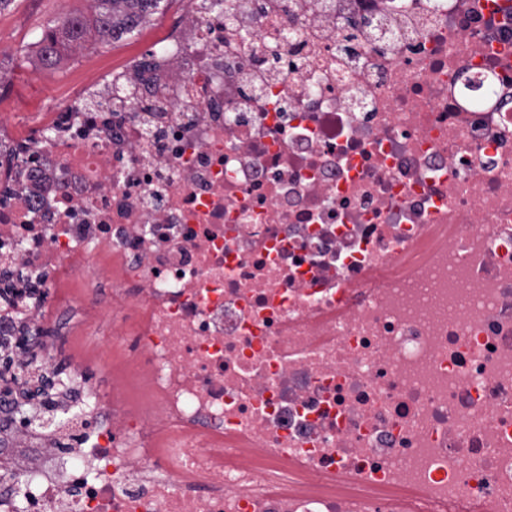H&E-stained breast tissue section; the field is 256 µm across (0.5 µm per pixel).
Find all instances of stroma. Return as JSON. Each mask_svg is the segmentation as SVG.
<instances>
[{
	"instance_id": "stroma-1",
	"label": "stroma",
	"mask_w": 512,
	"mask_h": 512,
	"mask_svg": "<svg viewBox=\"0 0 512 512\" xmlns=\"http://www.w3.org/2000/svg\"><path fill=\"white\" fill-rule=\"evenodd\" d=\"M179 5L169 0L138 32L118 40L88 39L83 50L66 51L60 62L45 67L35 37L47 25L73 15H91L90 0H9L0 8V110L15 124L29 113L59 105L89 74L121 65L127 56L147 50L173 22Z\"/></svg>"
}]
</instances>
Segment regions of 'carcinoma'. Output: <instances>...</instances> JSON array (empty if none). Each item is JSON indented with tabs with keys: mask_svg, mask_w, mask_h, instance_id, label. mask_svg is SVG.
Masks as SVG:
<instances>
[{
	"mask_svg": "<svg viewBox=\"0 0 512 512\" xmlns=\"http://www.w3.org/2000/svg\"><path fill=\"white\" fill-rule=\"evenodd\" d=\"M94 12L92 19L77 16L64 19L61 24L41 33L38 43L42 45L44 61L51 66L55 63L61 50L79 48L87 42L89 33H94L99 40L121 37L133 30L163 0H92ZM18 348L28 355L27 360L14 362L10 354H5L4 363L0 365V382L5 385V393L12 396L13 408L18 415H31L38 419L34 411L33 400H39V406L48 412L55 411L53 399L43 393L34 382H43L45 375H34L37 370L34 354L29 347V338L23 336Z\"/></svg>",
	"mask_w": 512,
	"mask_h": 512,
	"instance_id": "1",
	"label": "carcinoma"
}]
</instances>
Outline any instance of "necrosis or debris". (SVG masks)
Listing matches in <instances>:
<instances>
[{
  "instance_id": "1",
  "label": "necrosis or debris",
  "mask_w": 512,
  "mask_h": 512,
  "mask_svg": "<svg viewBox=\"0 0 512 512\" xmlns=\"http://www.w3.org/2000/svg\"><path fill=\"white\" fill-rule=\"evenodd\" d=\"M0 187V512H512V0H185ZM17 347L28 355V359L21 362H18V360L13 368L15 363L13 353L11 354L13 357L8 352L5 354L4 363L0 368L1 394L3 383L6 386L3 392L12 396L13 408L16 415H33L31 416L32 419L40 420L36 415L37 411H33L35 408L32 401L40 398V408H43L48 412L57 411L55 409V403L53 398H49L48 395L44 394L40 387L37 386L32 390V386H36L33 383L35 382L33 378L36 377L34 374H36L35 371L38 369L34 364V354L31 353V349L29 347V338L27 336H22ZM24 375H26V378L23 380Z\"/></svg>"
}]
</instances>
